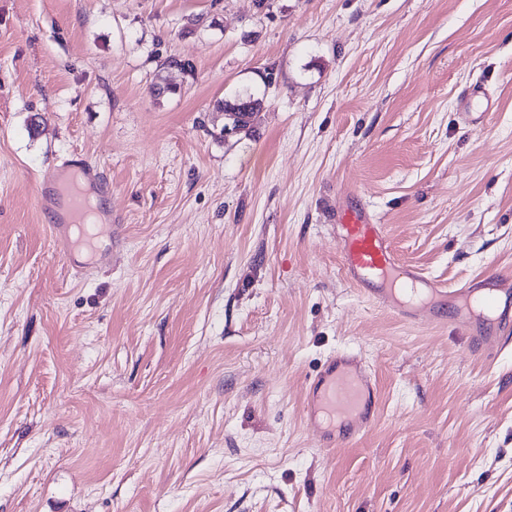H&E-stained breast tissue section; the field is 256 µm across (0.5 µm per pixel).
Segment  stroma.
Instances as JSON below:
<instances>
[{"label":"stroma","instance_id":"obj_1","mask_svg":"<svg viewBox=\"0 0 512 512\" xmlns=\"http://www.w3.org/2000/svg\"><path fill=\"white\" fill-rule=\"evenodd\" d=\"M76 153L112 221L64 254ZM348 192L447 287L512 272V0H0V512H512V347L349 287ZM339 352L382 404L327 451ZM263 100L252 94L239 95L233 101L220 100L215 104L217 112H224V128L220 129L219 139H225L224 130L227 127L232 134L248 132L254 117L262 109ZM54 179L51 175H45L41 179V189L38 196L39 204L42 208L53 206L56 208L57 224H53V231L57 244L65 249L66 241L62 235L61 229L68 226L84 227L81 223L85 209L84 191L77 185L73 188H66V199L63 207L56 204L53 194L52 183ZM380 405L381 394L364 364L351 354L339 352L310 380L304 416L307 425L319 434L321 447L332 449L344 439L354 438L371 427ZM324 419L339 425L338 435L336 428L323 424Z\"/></svg>","mask_w":512,"mask_h":512}]
</instances>
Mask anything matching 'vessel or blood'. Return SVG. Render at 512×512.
<instances>
[{
    "label": "vessel or blood",
    "instance_id": "vessel-or-blood-1",
    "mask_svg": "<svg viewBox=\"0 0 512 512\" xmlns=\"http://www.w3.org/2000/svg\"><path fill=\"white\" fill-rule=\"evenodd\" d=\"M52 176L41 179V207L55 206L57 244L60 231L81 222L85 196L80 187L67 189L63 206H56ZM342 272L346 283L400 319L432 325H460L477 350L486 341L478 337L480 320L491 321L495 340L512 341V276L496 272L472 278L450 291L418 268L399 260L383 225L360 206L344 204L338 211ZM381 405V394L364 364L339 352L331 356L310 380L304 416L324 448L340 445L371 427Z\"/></svg>",
    "mask_w": 512,
    "mask_h": 512
}]
</instances>
